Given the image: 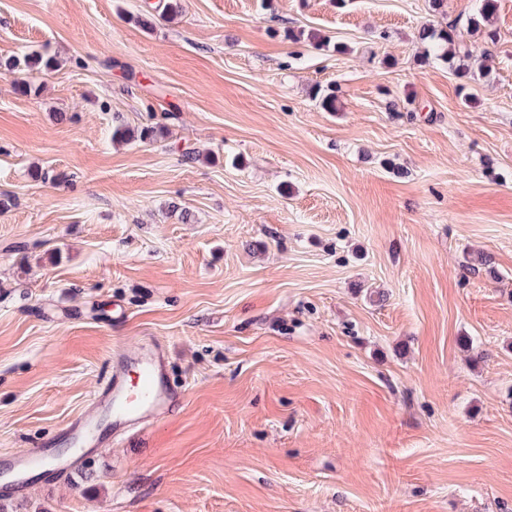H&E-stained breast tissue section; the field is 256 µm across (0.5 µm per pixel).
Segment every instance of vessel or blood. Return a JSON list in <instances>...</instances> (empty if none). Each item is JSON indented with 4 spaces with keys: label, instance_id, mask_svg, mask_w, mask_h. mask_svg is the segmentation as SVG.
Masks as SVG:
<instances>
[{
    "label": "vessel or blood",
    "instance_id": "obj_1",
    "mask_svg": "<svg viewBox=\"0 0 512 512\" xmlns=\"http://www.w3.org/2000/svg\"><path fill=\"white\" fill-rule=\"evenodd\" d=\"M182 399L167 380V353L162 344L141 345L123 353L111 365L104 384L94 396L90 413L65 430L69 457L56 455L39 444L14 453L4 470L11 486L22 489L46 472L65 477L74 469V458L94 450L133 425L167 414Z\"/></svg>",
    "mask_w": 512,
    "mask_h": 512
}]
</instances>
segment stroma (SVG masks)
Wrapping results in <instances>:
<instances>
[{
	"label": "stroma",
	"instance_id": "1",
	"mask_svg": "<svg viewBox=\"0 0 512 512\" xmlns=\"http://www.w3.org/2000/svg\"><path fill=\"white\" fill-rule=\"evenodd\" d=\"M152 2L0 0L59 62L0 76V457L137 344L184 395L0 512H512V0L493 43L480 0ZM417 38L426 46L424 62L431 56L446 60L459 78H469L471 68L466 61L471 52L460 41L456 26L448 24L446 27H435L424 24L420 27Z\"/></svg>",
	"mask_w": 512,
	"mask_h": 512
}]
</instances>
